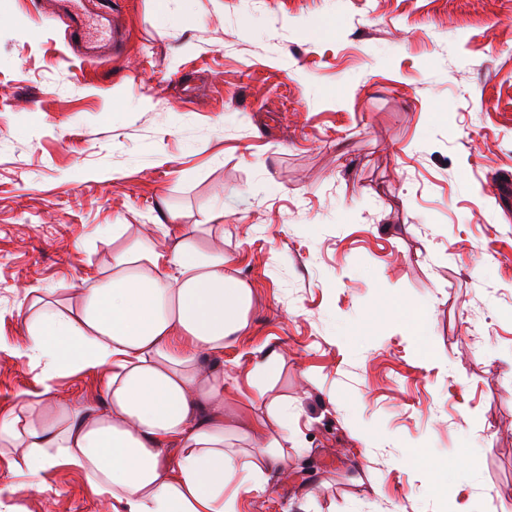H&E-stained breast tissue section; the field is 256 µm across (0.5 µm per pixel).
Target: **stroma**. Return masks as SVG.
I'll list each match as a JSON object with an SVG mask.
<instances>
[{
	"mask_svg": "<svg viewBox=\"0 0 512 512\" xmlns=\"http://www.w3.org/2000/svg\"><path fill=\"white\" fill-rule=\"evenodd\" d=\"M0 5V339L28 285L108 270L112 225L223 209L254 300L227 396L294 415L293 479L242 512H512V0H114L128 48L90 62L37 24L55 0ZM38 373L0 354V409ZM419 450L474 464L433 495ZM0 512L104 502L63 465Z\"/></svg>",
	"mask_w": 512,
	"mask_h": 512,
	"instance_id": "stroma-1",
	"label": "stroma"
}]
</instances>
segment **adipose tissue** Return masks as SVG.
Returning a JSON list of instances; mask_svg holds the SVG:
<instances>
[{"mask_svg": "<svg viewBox=\"0 0 512 512\" xmlns=\"http://www.w3.org/2000/svg\"><path fill=\"white\" fill-rule=\"evenodd\" d=\"M116 224L110 272L53 295L27 287L26 341L0 352L40 366L41 388L0 414V446L34 490L65 463L85 471L112 512H241L290 474L287 406L268 435L257 415L225 413L224 348L248 326L252 292L230 274L223 244L179 225L163 241ZM111 367L102 406L58 402L55 376Z\"/></svg>", "mask_w": 512, "mask_h": 512, "instance_id": "adipose-tissue-1", "label": "adipose tissue"}]
</instances>
